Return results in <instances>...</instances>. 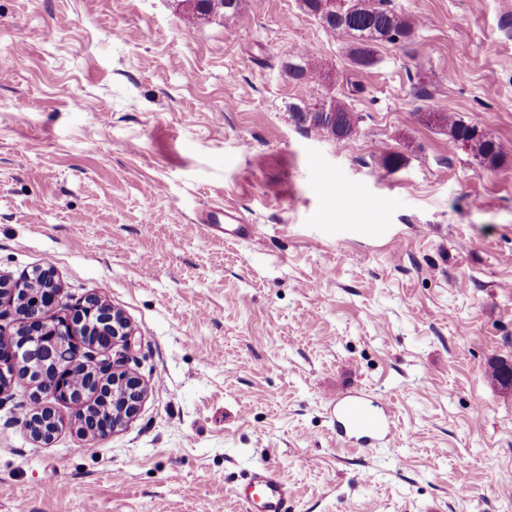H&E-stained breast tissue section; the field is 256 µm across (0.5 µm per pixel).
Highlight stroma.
<instances>
[{
    "instance_id": "1",
    "label": "stroma",
    "mask_w": 512,
    "mask_h": 512,
    "mask_svg": "<svg viewBox=\"0 0 512 512\" xmlns=\"http://www.w3.org/2000/svg\"><path fill=\"white\" fill-rule=\"evenodd\" d=\"M381 6L414 29L360 68L300 0L227 19L0 0V276L53 268L54 317L91 294L121 311L148 390L95 441L52 401L46 445L15 379L0 512H244L235 490L266 463L288 512H512V390L488 377L512 364V27L503 0ZM300 49L317 73L296 84ZM315 98L356 133L299 128L291 104ZM431 112L491 133L499 165ZM219 205L250 235L202 224ZM353 390L390 408L386 445L337 437L331 404ZM283 69L288 80L295 83H303L309 79L313 71V65L309 60L308 53L299 50L294 53L291 59H288Z\"/></svg>"
}]
</instances>
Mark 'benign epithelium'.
<instances>
[{
  "instance_id": "obj_1",
  "label": "benign epithelium",
  "mask_w": 512,
  "mask_h": 512,
  "mask_svg": "<svg viewBox=\"0 0 512 512\" xmlns=\"http://www.w3.org/2000/svg\"><path fill=\"white\" fill-rule=\"evenodd\" d=\"M1 298L17 304L16 310L22 316V326L16 332V341L0 344V393L4 392L5 386L21 365H38L44 350L55 345L81 344L86 348L83 360L85 369L96 382L94 394L99 396L103 391L112 394V417L83 414V433L92 439L99 438L135 415L146 389L138 378L116 370L120 356L134 344L133 331L119 313L104 305L98 296L90 295L72 308V315L53 319L46 317L44 309L58 305L62 299L60 283L50 269L40 271L38 284L32 288L28 287V281L24 279L12 283L0 280ZM90 324L95 328L93 337L79 339L82 326ZM32 395L71 400L67 388L55 377L42 379L40 387ZM38 408L45 414L46 420L40 426L37 440L48 444L58 428L53 427L48 431L45 425L58 422V417L41 403Z\"/></svg>"
}]
</instances>
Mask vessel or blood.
Instances as JSON below:
<instances>
[{
	"label": "vessel or blood",
	"instance_id": "1",
	"mask_svg": "<svg viewBox=\"0 0 512 512\" xmlns=\"http://www.w3.org/2000/svg\"><path fill=\"white\" fill-rule=\"evenodd\" d=\"M333 418L337 435L364 449L387 439L393 430L388 408L358 392L337 399ZM236 496L247 512H288V485L268 465L257 467Z\"/></svg>",
	"mask_w": 512,
	"mask_h": 512
}]
</instances>
